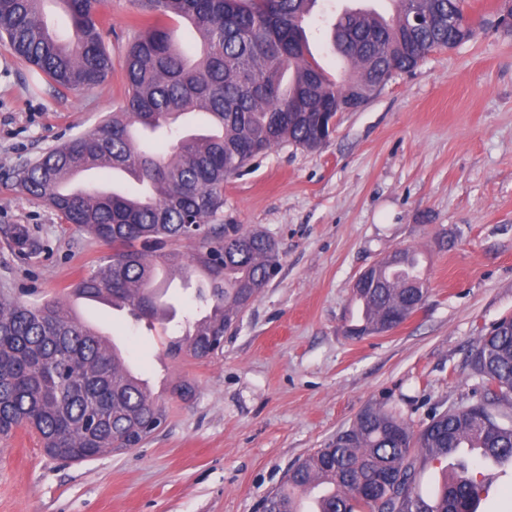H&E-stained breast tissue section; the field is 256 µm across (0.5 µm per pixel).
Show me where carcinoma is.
<instances>
[{
    "label": "carcinoma",
    "mask_w": 512,
    "mask_h": 512,
    "mask_svg": "<svg viewBox=\"0 0 512 512\" xmlns=\"http://www.w3.org/2000/svg\"><path fill=\"white\" fill-rule=\"evenodd\" d=\"M108 0H60L70 32L52 30L44 0H0V46L53 87L92 90L112 74L98 16ZM140 20L129 36L123 102L91 132L45 152L19 174L22 190L43 200L68 224L112 248L71 285L83 296H104L138 321L168 317L146 278L160 262L185 272L203 267L197 316L180 323L184 339L168 354L208 359L220 338L264 290L280 265L276 242L240 224H212L224 208V181L274 146L320 147L326 112L341 99L384 86L394 69L410 71L429 51L472 38L464 0H414L424 26L396 15L375 19L341 12L331 29L333 49L352 70L333 83L307 61L302 17L317 0H132ZM186 20L201 45L194 58L166 28ZM454 25H448V20ZM140 126L165 139L154 153L128 131ZM133 171L151 192L147 204L125 191L71 193L64 176L86 165ZM197 229L188 234L186 225ZM194 245L187 256L172 248ZM383 258L369 287L353 292L361 305L359 333L380 332L383 320L407 318L414 291L428 294L415 249ZM480 392L458 408L434 410L419 428L383 407L295 463L262 500L260 512H297L293 504L319 489L314 512H477L489 475L460 464L442 489L423 492L419 462L448 460L458 448L477 457H512V317L482 337L471 354ZM166 418L162 404L128 377L111 345L90 337L56 298L24 303L0 289V438L34 435L46 453L73 463L141 446Z\"/></svg>",
    "instance_id": "1"
}]
</instances>
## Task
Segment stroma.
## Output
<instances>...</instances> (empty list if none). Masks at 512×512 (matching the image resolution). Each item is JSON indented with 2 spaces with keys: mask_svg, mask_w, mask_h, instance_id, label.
<instances>
[{
  "mask_svg": "<svg viewBox=\"0 0 512 512\" xmlns=\"http://www.w3.org/2000/svg\"><path fill=\"white\" fill-rule=\"evenodd\" d=\"M350 0H319L309 54L345 72L329 23ZM477 35L431 52L366 104L339 113L326 144L284 145L224 183L222 224L275 238L281 268L208 360L167 356L174 323H134L88 300L132 369L152 380L165 423L139 448L80 463L48 457L24 432L0 441V512H259L288 469L369 407L413 425L452 408L479 380L470 354L512 316V0H466ZM103 17L112 78L55 90L0 47V287L23 302L69 300L107 246L22 192V166L92 131L122 100L130 0ZM23 225L32 252L14 247ZM420 250L425 302L397 328L355 339L357 276L396 249ZM180 379L196 394L173 395Z\"/></svg>",
  "mask_w": 512,
  "mask_h": 512,
  "instance_id": "1",
  "label": "stroma"
}]
</instances>
